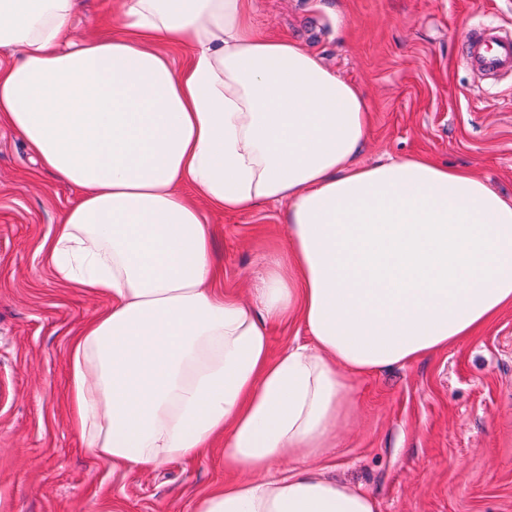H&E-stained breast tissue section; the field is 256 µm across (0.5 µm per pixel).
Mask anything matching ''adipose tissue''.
<instances>
[{"label":"adipose tissue","instance_id":"obj_1","mask_svg":"<svg viewBox=\"0 0 512 512\" xmlns=\"http://www.w3.org/2000/svg\"><path fill=\"white\" fill-rule=\"evenodd\" d=\"M80 0H0V124L80 191L47 253L60 283L109 299L68 341L85 450L153 471L224 442L247 472L198 512H379L375 495L272 465L334 447L356 381L472 337L512 309V198L415 154L355 161L361 87L254 0H114L75 38ZM188 49L174 66L163 46ZM287 200L288 237L254 305L217 288L203 208ZM310 342L272 354L268 327ZM113 0H83L75 20L78 35L110 36L118 27L112 11Z\"/></svg>","mask_w":512,"mask_h":512}]
</instances>
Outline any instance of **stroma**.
Masks as SVG:
<instances>
[{"instance_id": "stroma-1", "label": "stroma", "mask_w": 512, "mask_h": 512, "mask_svg": "<svg viewBox=\"0 0 512 512\" xmlns=\"http://www.w3.org/2000/svg\"><path fill=\"white\" fill-rule=\"evenodd\" d=\"M113 0H82L79 35L117 28ZM271 32L305 41L358 84L373 129L356 158L422 154L512 197V73L460 51L470 27L512 33V0H256ZM76 189L0 125V512H197L223 488L224 446L147 472L83 449L66 397L68 338L106 299L58 282L41 243ZM287 202L207 211L218 285L251 302L283 245ZM339 444L305 464L371 489L379 512H512V310L434 356L359 379Z\"/></svg>"}]
</instances>
